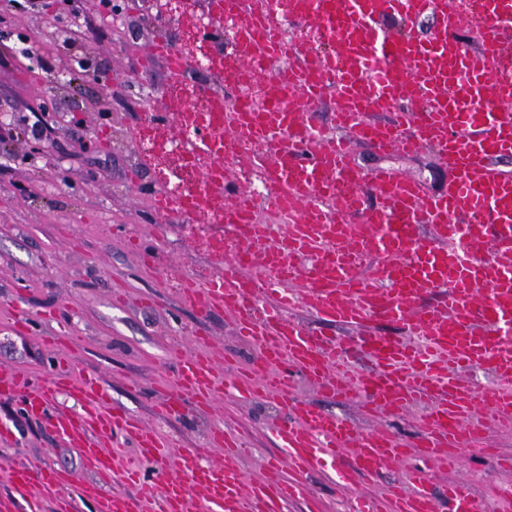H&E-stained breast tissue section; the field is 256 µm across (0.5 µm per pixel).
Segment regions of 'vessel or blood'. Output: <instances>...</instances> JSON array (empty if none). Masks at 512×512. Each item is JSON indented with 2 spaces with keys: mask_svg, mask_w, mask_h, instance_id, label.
<instances>
[{
  "mask_svg": "<svg viewBox=\"0 0 512 512\" xmlns=\"http://www.w3.org/2000/svg\"><path fill=\"white\" fill-rule=\"evenodd\" d=\"M299 21L328 34L338 52L310 53L279 35L276 0H251L238 13L239 0H208L215 18L237 12L234 40L248 67L265 61L295 58L293 68L272 79L277 101L268 114L244 111L238 128L262 143V161L276 178L272 204L301 212L287 232L271 235L264 224L249 220L250 197L219 220L242 229L241 245L223 273L205 287L188 285L187 300L200 310L223 307L238 314V334L251 345L256 360L224 383L210 359L183 355L174 366L179 387L154 407L168 418L185 411L213 408L215 394L231 386L241 398L275 396L292 403L285 366H293L324 394L353 401L365 399V412H399L423 402L429 409L418 443L400 444L383 432L361 431L354 422L312 405L292 404L295 416L276 427L275 437L289 464L302 470L351 455L354 469L376 474L386 462L414 454L459 468L463 457L478 452L511 467L512 458L484 446L491 426L512 421V269L497 268V253L512 251V176L501 174L493 161L512 156V80L496 76L495 53L502 24L512 16V0H487L483 23L473 48L450 35L458 22L452 0H302ZM432 13L438 26L430 37L387 33L388 16L417 17ZM161 57L170 77L184 76L192 62L160 32L144 63ZM335 88L341 107L336 139L307 137L314 122L309 110ZM208 111L194 125L185 146L202 171L199 185L179 196H157L161 210L186 217L212 210L214 190L223 188L229 167L216 145L224 128L223 91L199 88ZM391 112L394 120L377 123L370 113ZM368 140L382 151L417 152L437 148L454 174L444 193L423 194L418 182L398 179L387 171L371 174L377 194L367 203L361 180L349 159V139ZM428 237H421L422 226ZM266 254L265 273H252L249 251ZM368 257L365 268L355 259ZM444 289L448 298L437 306L422 303L424 293ZM303 307L325 321L361 326L371 320L402 324L415 343L365 334L352 344L372 358L370 372L356 370L348 360L352 344L326 343L310 335L287 312ZM490 371L500 387L492 397L465 384L461 368ZM0 389L16 391L27 412L41 414L59 392L79 396L83 411L56 417L61 438L79 443L97 482L84 483L83 499L95 512H242L243 476L236 462L244 448L223 425L212 426L208 444L220 460L202 463L200 449L173 453L172 443L137 417L105 410L104 391L96 376L73 380L55 375L45 386L27 390L17 370L0 368ZM484 417L476 412L482 405ZM133 440L141 457L160 465L178 455L173 472L155 478L125 473L129 492L111 489L119 473L107 445L113 436ZM70 476L51 468L34 470L14 465L8 473L10 492L0 497V512H40L44 494H60ZM258 512H285L302 494L299 483L286 480L276 466L266 468L252 486ZM390 512H437L426 487L424 470L387 491ZM453 512H477L476 498L461 484L448 486Z\"/></svg>",
  "mask_w": 512,
  "mask_h": 512,
  "instance_id": "1",
  "label": "vessel or blood"
}]
</instances>
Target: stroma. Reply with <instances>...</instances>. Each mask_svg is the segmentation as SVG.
<instances>
[{
  "instance_id": "obj_1",
  "label": "stroma",
  "mask_w": 512,
  "mask_h": 512,
  "mask_svg": "<svg viewBox=\"0 0 512 512\" xmlns=\"http://www.w3.org/2000/svg\"><path fill=\"white\" fill-rule=\"evenodd\" d=\"M118 3L132 39L105 22L99 0H54L50 9L24 11L0 0V43H14L21 34L41 49L40 58L0 67V132L37 120L49 129L42 141L0 145V368L20 371L33 387L61 371L94 374L107 408L137 416L179 449H203L210 428L223 422L249 448L240 461L249 485L279 462L272 430L288 420L290 408L266 397L243 402L228 388L206 412L168 419L153 412L156 401L175 392L168 374L179 356L201 349L220 369L228 361L247 366L255 351L238 338L235 314L221 308L205 313L182 299L186 280L218 275L226 258L206 247L213 227L204 218L161 214L150 205L161 173L172 167L152 140L177 134L169 123L151 119L169 90L163 61L154 60L147 72L138 68L158 33L159 15L154 0ZM77 4L101 35L70 46L67 17ZM46 60L54 64L49 77ZM82 60L91 68L79 84L58 81V73L74 75ZM350 148L363 174L386 168L415 178L431 194L443 192L451 178L431 146L412 155L384 153L359 140ZM19 311L31 317L29 328L16 325ZM59 333L72 338L71 351L48 344ZM289 392L366 432L404 442L421 432V405L367 415L360 402L316 392L294 369ZM78 408L61 393L47 414L32 415L18 396L0 392V424L13 430L0 437V494L7 493L6 474L18 462L52 467L79 485L93 479L80 448L62 441L51 424ZM417 464L414 458L390 463L376 477L357 478L349 491L336 486L327 468L302 473L287 466L283 474L305 483L327 512H351L355 494L383 496ZM427 472L435 494L448 480H460L478 497L479 512H512V504L490 491L493 483H512V471H499L493 460L469 456L456 472L434 464ZM309 497L289 503L286 512H309Z\"/></svg>"
}]
</instances>
